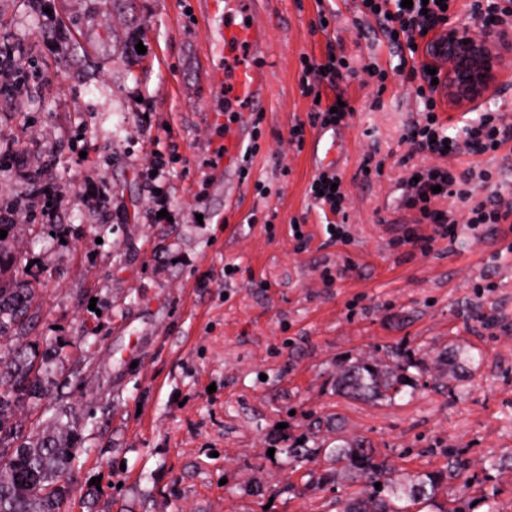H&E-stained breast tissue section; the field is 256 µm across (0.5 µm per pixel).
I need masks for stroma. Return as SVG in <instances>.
Listing matches in <instances>:
<instances>
[{
  "label": "stroma",
  "mask_w": 512,
  "mask_h": 512,
  "mask_svg": "<svg viewBox=\"0 0 512 512\" xmlns=\"http://www.w3.org/2000/svg\"><path fill=\"white\" fill-rule=\"evenodd\" d=\"M335 2L329 36L313 27L315 0H259L268 55L241 46L226 59L206 51L204 0H0V39L22 46L26 76L0 98V146L41 171L24 186L0 169V198L46 183L62 194L54 223L26 220L0 239V282L26 272L35 288L20 343L55 358L46 395L15 420L77 432L66 512H336L353 487L324 479L318 451L353 436L403 473L446 470L459 451L471 482L449 480V507L512 512V230L462 224L426 254L391 247L413 220L400 134L418 105L376 21ZM331 37L354 69L338 87L353 115L337 243L309 204V149L290 138L311 110L299 56L322 55ZM372 61L384 82L365 72ZM244 62L270 74L252 112L212 82ZM243 120L253 165L228 173L224 139ZM157 153L169 224L148 213ZM370 154L384 168L365 179ZM227 177L230 202L217 188ZM259 179L272 185L263 200ZM101 185L103 212L85 194ZM295 217L313 236L303 251ZM391 350L423 366L413 393L337 392L339 365ZM299 444L316 456L293 462Z\"/></svg>",
  "instance_id": "35a3bbf8"
}]
</instances>
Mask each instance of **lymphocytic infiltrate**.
<instances>
[{
    "label": "lymphocytic infiltrate",
    "mask_w": 512,
    "mask_h": 512,
    "mask_svg": "<svg viewBox=\"0 0 512 512\" xmlns=\"http://www.w3.org/2000/svg\"><path fill=\"white\" fill-rule=\"evenodd\" d=\"M412 8H405L402 0H361L364 16L375 18L380 33L397 50L398 63L395 70L399 76L414 83L418 102V115L406 127L401 136L408 144V158L423 155L432 158L429 166H411L408 178L402 182L406 209L415 211L416 225L407 229L403 236L395 239V246L428 252L435 238H454L459 222L470 227L481 224H511L512 200L505 198L495 188L492 173L487 169L470 167L457 170L451 159L462 155H484L506 150L512 143V125L504 117L484 113L478 120L466 124L463 138L449 135L448 125L438 114V101L434 97L432 76L426 66L416 63L419 51L427 49L432 35L447 26L458 10L478 13L482 24L503 16L498 0H486L484 10H477L474 0H412ZM350 63L330 56L315 58L308 54L300 56V92L313 98L309 115L310 126L339 125L352 110L344 106L330 110L320 104V96L335 90L336 82ZM440 186V193H433V186ZM454 197L467 207L464 220H457L454 213L439 211L437 202L442 197ZM60 197L56 192L42 193L40 200H32L24 191H17L11 200L0 206V223H14L19 211L39 214L41 219L53 221ZM428 224L431 235L420 234L418 225Z\"/></svg>",
    "instance_id": "f902f5d3"
}]
</instances>
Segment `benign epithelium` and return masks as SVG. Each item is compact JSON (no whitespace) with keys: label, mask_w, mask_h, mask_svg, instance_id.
<instances>
[{"label":"benign epithelium","mask_w":512,"mask_h":512,"mask_svg":"<svg viewBox=\"0 0 512 512\" xmlns=\"http://www.w3.org/2000/svg\"><path fill=\"white\" fill-rule=\"evenodd\" d=\"M511 56V23L488 27L475 22L440 29L425 60L433 65L447 62L436 95L454 108L471 111L500 91L506 77L503 61Z\"/></svg>","instance_id":"benign-epithelium-1"}]
</instances>
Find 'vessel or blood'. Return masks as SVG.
Returning a JSON list of instances; mask_svg holds the SVG:
<instances>
[{
  "label": "vessel or blood",
  "instance_id": "1",
  "mask_svg": "<svg viewBox=\"0 0 512 512\" xmlns=\"http://www.w3.org/2000/svg\"><path fill=\"white\" fill-rule=\"evenodd\" d=\"M256 0H207L206 12L224 13L225 24H210L207 30L208 49L211 54L222 55L243 45L254 55H264L268 50L266 29L259 18ZM247 16L246 23H232L234 14ZM232 90L249 109L261 108L268 93L269 75L254 66H240L231 76ZM347 150L343 132L336 127L318 128L311 139L310 160L314 171L336 170L337 162Z\"/></svg>",
  "mask_w": 512,
  "mask_h": 512
}]
</instances>
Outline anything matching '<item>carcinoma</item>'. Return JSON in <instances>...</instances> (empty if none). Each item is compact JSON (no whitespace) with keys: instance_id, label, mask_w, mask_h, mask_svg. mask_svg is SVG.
<instances>
[{"instance_id":"obj_1","label":"carcinoma","mask_w":512,"mask_h":512,"mask_svg":"<svg viewBox=\"0 0 512 512\" xmlns=\"http://www.w3.org/2000/svg\"><path fill=\"white\" fill-rule=\"evenodd\" d=\"M33 289L24 278L0 285V348L9 342L7 330L20 332L30 323ZM0 356V512H61L68 494L66 474L80 441L72 431L24 434L13 421L14 410L28 397L44 392L34 363L22 351L6 349ZM393 365L370 356L336 372V391L366 400H393L406 393L409 370L420 369L397 352ZM336 467V475L358 486L342 512H447L439 503L444 477L416 472L404 477L387 458H381L358 437L340 439L334 448H310ZM381 488H375V483Z\"/></svg>"}]
</instances>
